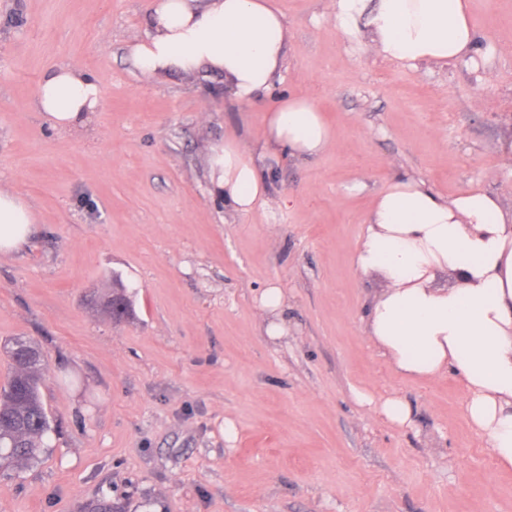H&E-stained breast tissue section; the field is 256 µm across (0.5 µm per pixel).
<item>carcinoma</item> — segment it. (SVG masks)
<instances>
[{
	"instance_id": "obj_1",
	"label": "carcinoma",
	"mask_w": 512,
	"mask_h": 512,
	"mask_svg": "<svg viewBox=\"0 0 512 512\" xmlns=\"http://www.w3.org/2000/svg\"><path fill=\"white\" fill-rule=\"evenodd\" d=\"M113 295L124 300V309L114 311L112 318L132 314V300L126 286L116 283ZM13 369L0 387V473L17 471L40 459L45 438L51 431L48 412L42 402L40 387L44 376V356L33 341L18 337L10 341ZM81 512H123V506L105 497L90 501Z\"/></svg>"
}]
</instances>
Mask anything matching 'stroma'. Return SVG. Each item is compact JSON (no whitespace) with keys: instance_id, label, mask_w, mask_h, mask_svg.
I'll return each instance as SVG.
<instances>
[{"instance_id":"obj_1","label":"stroma","mask_w":512,"mask_h":512,"mask_svg":"<svg viewBox=\"0 0 512 512\" xmlns=\"http://www.w3.org/2000/svg\"><path fill=\"white\" fill-rule=\"evenodd\" d=\"M289 30L279 82L240 104L222 76L146 78L127 59L148 0H0V190L35 232L0 256L4 345L36 342L52 430L40 461L0 476V512H512L452 375L401 378L364 333L381 275L352 253L374 196L399 175L453 197L512 184V0H470L496 52L411 67L347 40L327 0H274ZM74 64L101 89L83 130L43 124L38 84ZM313 99L335 135L309 160L267 147V108ZM243 145L264 203L215 195L213 143ZM360 190H351L353 181ZM121 278L133 319L99 304ZM286 298L266 333L265 288ZM401 396L390 424L359 395Z\"/></svg>"}]
</instances>
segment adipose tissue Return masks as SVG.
I'll return each mask as SVG.
<instances>
[{
	"mask_svg": "<svg viewBox=\"0 0 512 512\" xmlns=\"http://www.w3.org/2000/svg\"><path fill=\"white\" fill-rule=\"evenodd\" d=\"M344 37L367 41L392 62L448 64L490 56L468 19V0H330ZM145 37L127 48L146 77L223 75L231 95L252 102L280 77L288 27L270 0H153ZM97 82L61 64L40 81L37 106L58 132L85 125L98 106ZM268 145L306 159L334 133L309 98L290 96L264 120ZM215 194L247 213L265 185L241 144L211 148ZM33 210L0 190V254L19 251L34 231ZM354 269L381 274L386 288L369 302L365 330L407 380L452 372L467 389L466 414L498 467L512 468V206L484 189L442 197L411 177L375 196L354 254ZM449 285H438L439 276Z\"/></svg>",
	"mask_w": 512,
	"mask_h": 512,
	"instance_id": "ef3b65f1",
	"label": "adipose tissue"
}]
</instances>
